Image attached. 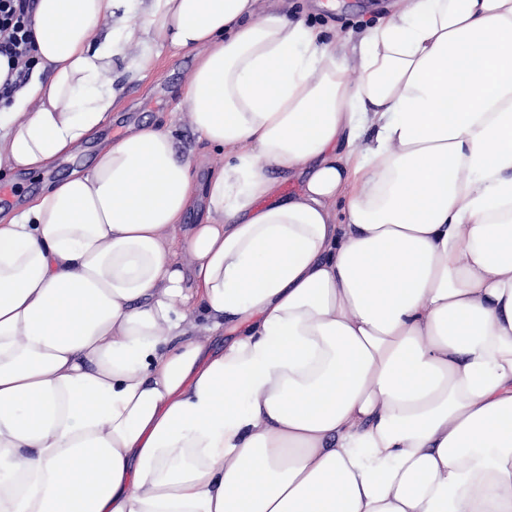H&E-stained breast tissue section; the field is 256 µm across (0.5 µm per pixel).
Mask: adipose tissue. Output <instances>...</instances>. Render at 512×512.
Listing matches in <instances>:
<instances>
[{"mask_svg":"<svg viewBox=\"0 0 512 512\" xmlns=\"http://www.w3.org/2000/svg\"><path fill=\"white\" fill-rule=\"evenodd\" d=\"M33 30L0 172L165 46L226 162L146 123L0 220V512H512V0H396L349 53L260 0Z\"/></svg>","mask_w":512,"mask_h":512,"instance_id":"obj_1","label":"adipose tissue"}]
</instances>
